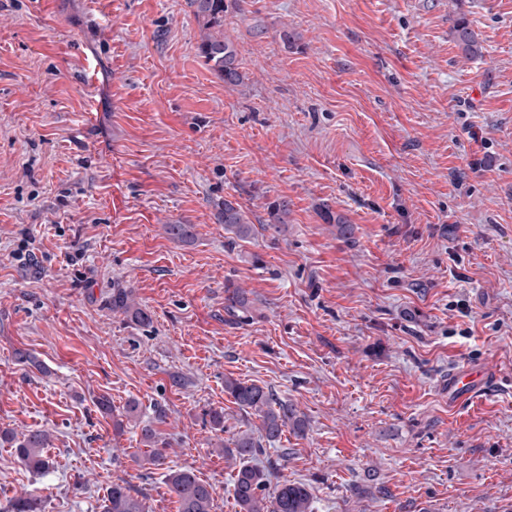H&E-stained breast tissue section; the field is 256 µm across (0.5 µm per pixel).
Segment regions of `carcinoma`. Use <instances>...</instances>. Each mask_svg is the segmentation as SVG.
<instances>
[{
	"label": "carcinoma",
	"instance_id": "1",
	"mask_svg": "<svg viewBox=\"0 0 512 512\" xmlns=\"http://www.w3.org/2000/svg\"><path fill=\"white\" fill-rule=\"evenodd\" d=\"M189 3L202 22L203 36L199 54L204 63L225 84H237L241 78L237 52L232 43L224 40V0H189ZM451 35L465 55H481V41L465 17L453 19ZM220 215L224 229L233 234L235 239L247 241L254 235V225L249 223L238 204L224 201ZM225 293L227 310L247 307L248 299L238 288L229 284ZM112 310L139 324L150 321L149 314L135 302L132 291L126 288L112 290ZM224 391L241 410L259 420L258 432L242 431L238 433L234 447L224 449V454L238 459L233 491L240 512H312V495L305 485L286 481L273 485L270 483L269 471L253 463L256 457L265 453L264 444L280 439L285 429L304 432L305 416L268 388L254 383L228 378L224 380ZM144 432L145 438L154 447L145 463L159 466L164 460L168 442L160 438L152 428H146ZM49 444L50 435L46 431L30 430L18 441L17 453L29 470L44 473L54 467L53 459L45 453ZM165 483L169 494L177 499L178 512H212L214 488L200 479L193 470L170 471L165 474ZM105 512H144V505L127 487L115 484L108 494Z\"/></svg>",
	"mask_w": 512,
	"mask_h": 512
}]
</instances>
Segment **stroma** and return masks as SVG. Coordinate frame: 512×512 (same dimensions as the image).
Returning <instances> with one entry per match:
<instances>
[{"label": "stroma", "mask_w": 512, "mask_h": 512, "mask_svg": "<svg viewBox=\"0 0 512 512\" xmlns=\"http://www.w3.org/2000/svg\"><path fill=\"white\" fill-rule=\"evenodd\" d=\"M202 33L189 0H0V434L47 430L56 461L33 473L0 437V512H103L115 483L177 512L178 468L239 512L216 445L256 419L228 378L305 415L258 462L314 512H512V0H226L232 87ZM488 362L456 407L451 374ZM102 395L139 422L115 432ZM451 35L456 45L466 56L477 57L482 53L478 35L469 27L465 17L457 16L452 20ZM220 215L224 229L234 235L232 239L248 241L254 235V225L249 223L245 212L238 204L224 200ZM112 310L124 314L139 324H146L151 319L149 314L135 302L132 291L127 288L113 289Z\"/></svg>", "instance_id": "stroma-1"}]
</instances>
